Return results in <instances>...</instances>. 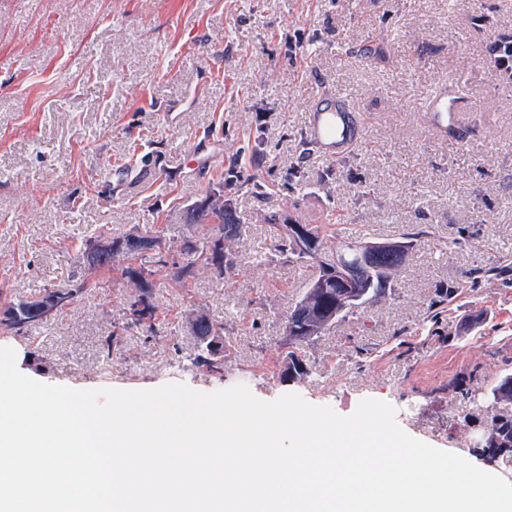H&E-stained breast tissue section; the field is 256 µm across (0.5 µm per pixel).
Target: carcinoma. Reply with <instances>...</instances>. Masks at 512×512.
<instances>
[{"mask_svg": "<svg viewBox=\"0 0 512 512\" xmlns=\"http://www.w3.org/2000/svg\"><path fill=\"white\" fill-rule=\"evenodd\" d=\"M251 184L255 190L265 185L254 177H246L237 165L224 177V193L227 198L219 206L211 201L208 191L195 201L191 221L200 229V234H188L174 243L165 236L150 230L143 234L129 233L112 238V253L100 255V269L89 275L76 288H69L72 299L86 295L98 288L101 272L119 271L124 297V321L113 326L105 337L106 357H112V349L119 346L123 333L137 329L147 337H155L156 307L152 303L155 275L166 271V279L185 288L196 275L197 269L206 268L216 279H223L237 268L236 256L231 247L232 240L241 236L243 225L237 223L233 207V194ZM273 250L285 263L302 262L311 268L303 295L288 311L285 317V331L291 350L281 360V377H296L305 374V363L301 358L302 346L320 336L348 313L352 306L344 301L346 288L336 280V256L342 255L353 267L351 285L365 295L360 304L374 303L385 296L392 287V271L399 268L406 257L393 252L371 255L365 262L360 253L365 251L367 240L356 237L346 238L338 246L329 245L336 237L334 223L307 224V246L310 254L303 256L296 252L288 233V219L272 215L267 218ZM50 289L45 288L37 296L26 300H9L0 305V332L22 336L29 329L44 323L41 306L49 297ZM185 323L196 338V353L193 364L212 374H224V352L231 347L224 336V323L202 313L188 315ZM492 406L495 407L490 420V435L484 452L491 462L508 459L512 461V414H505L500 407L512 405V374L503 377L492 388Z\"/></svg>", "mask_w": 512, "mask_h": 512, "instance_id": "cac0c4a2", "label": "carcinoma"}]
</instances>
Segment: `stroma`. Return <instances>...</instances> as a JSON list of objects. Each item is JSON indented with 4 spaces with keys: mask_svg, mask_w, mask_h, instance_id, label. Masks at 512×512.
I'll return each instance as SVG.
<instances>
[{
    "mask_svg": "<svg viewBox=\"0 0 512 512\" xmlns=\"http://www.w3.org/2000/svg\"><path fill=\"white\" fill-rule=\"evenodd\" d=\"M512 40V0H0V289L23 299L76 285L99 234L191 232L187 205L232 161L277 194L234 198L239 267L161 283L173 324L105 338L125 290L92 296L29 336L0 334L28 377L75 389L246 385L295 392L352 414L388 402L399 426L486 464L490 390L512 374V83L488 45ZM468 101L450 141L419 104L437 83ZM343 91L362 144L327 159L305 141L315 91ZM262 134L259 167L240 149ZM336 218L341 237L399 241L407 262L378 302L304 347L307 372L281 380L285 316L309 270L281 264L266 215ZM429 234H422V227ZM224 323V374L196 369L189 305Z\"/></svg>",
    "mask_w": 512,
    "mask_h": 512,
    "instance_id": "35a3bbf8",
    "label": "stroma"
}]
</instances>
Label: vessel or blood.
I'll return each instance as SVG.
<instances>
[{
	"label": "vessel or blood",
	"instance_id": "1",
	"mask_svg": "<svg viewBox=\"0 0 512 512\" xmlns=\"http://www.w3.org/2000/svg\"><path fill=\"white\" fill-rule=\"evenodd\" d=\"M420 109L430 127L444 139L459 123L462 98L457 90L441 83L421 102ZM359 136L360 128L347 94L336 93L331 99L314 101L308 116L306 139L321 155H343L357 143Z\"/></svg>",
	"mask_w": 512,
	"mask_h": 512
}]
</instances>
